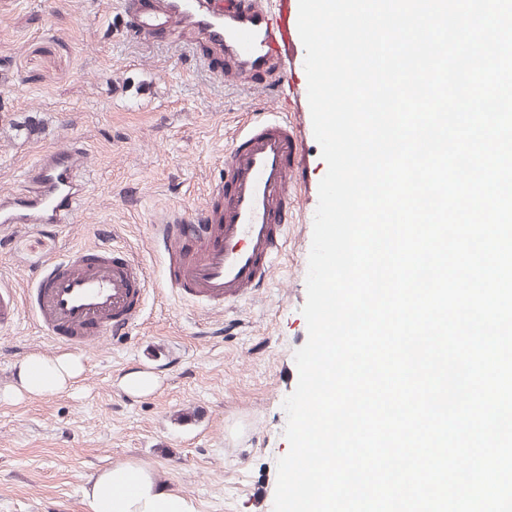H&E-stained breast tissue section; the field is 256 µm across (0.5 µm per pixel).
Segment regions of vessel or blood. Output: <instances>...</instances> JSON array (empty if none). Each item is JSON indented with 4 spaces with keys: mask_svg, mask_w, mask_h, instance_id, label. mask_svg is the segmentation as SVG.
Returning <instances> with one entry per match:
<instances>
[{
    "mask_svg": "<svg viewBox=\"0 0 512 512\" xmlns=\"http://www.w3.org/2000/svg\"><path fill=\"white\" fill-rule=\"evenodd\" d=\"M140 40L180 46L202 40L222 54L225 84L271 70L285 86L298 14L292 0H121ZM301 143L287 117L269 108L224 144V175L202 206L167 212L152 227L166 255L169 288L207 310L266 288L287 239ZM89 156L82 142L46 150L21 190L0 192V227L49 231L75 223L86 196ZM148 276L123 251L90 249L51 264L24 291L0 282V329L28 307L51 339L93 343L128 333L143 313Z\"/></svg>",
    "mask_w": 512,
    "mask_h": 512,
    "instance_id": "b4317fda",
    "label": "vessel or blood"
}]
</instances>
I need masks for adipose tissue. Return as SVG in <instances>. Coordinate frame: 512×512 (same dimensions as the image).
<instances>
[{"instance_id": "obj_1", "label": "adipose tissue", "mask_w": 512, "mask_h": 512, "mask_svg": "<svg viewBox=\"0 0 512 512\" xmlns=\"http://www.w3.org/2000/svg\"><path fill=\"white\" fill-rule=\"evenodd\" d=\"M85 371L81 355L30 354L16 365V381L0 391V400H15L74 391ZM90 512H196L184 492L161 488L152 467L128 461L99 470L83 488Z\"/></svg>"}]
</instances>
